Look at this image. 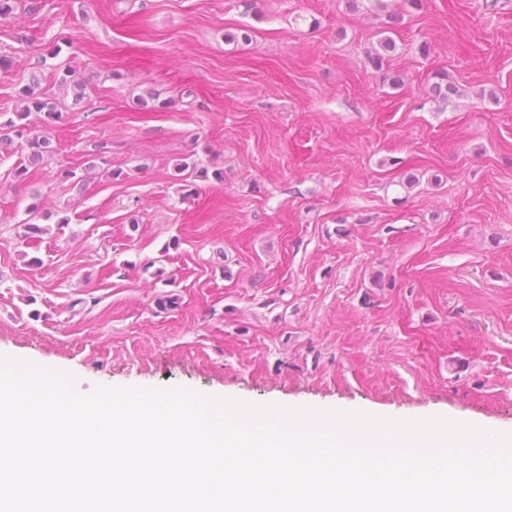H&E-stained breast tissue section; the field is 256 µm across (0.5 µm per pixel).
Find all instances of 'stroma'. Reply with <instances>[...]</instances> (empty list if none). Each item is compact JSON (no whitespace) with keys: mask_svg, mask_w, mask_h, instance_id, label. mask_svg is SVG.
<instances>
[{"mask_svg":"<svg viewBox=\"0 0 512 512\" xmlns=\"http://www.w3.org/2000/svg\"><path fill=\"white\" fill-rule=\"evenodd\" d=\"M1 55V122L61 65L86 97L0 152V356L512 427V0H38Z\"/></svg>","mask_w":512,"mask_h":512,"instance_id":"obj_1","label":"stroma"}]
</instances>
